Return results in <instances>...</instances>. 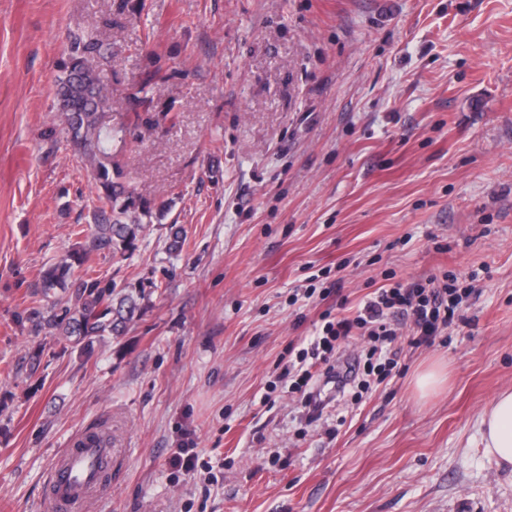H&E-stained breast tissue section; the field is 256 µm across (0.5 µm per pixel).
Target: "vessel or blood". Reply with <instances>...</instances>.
<instances>
[{"mask_svg": "<svg viewBox=\"0 0 512 512\" xmlns=\"http://www.w3.org/2000/svg\"><path fill=\"white\" fill-rule=\"evenodd\" d=\"M107 463V454L90 444L76 442L66 449L49 472L53 512H78L99 492Z\"/></svg>", "mask_w": 512, "mask_h": 512, "instance_id": "b4317fda", "label": "vessel or blood"}]
</instances>
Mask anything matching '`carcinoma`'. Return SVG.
Wrapping results in <instances>:
<instances>
[{"instance_id":"carcinoma-1","label":"carcinoma","mask_w":512,"mask_h":512,"mask_svg":"<svg viewBox=\"0 0 512 512\" xmlns=\"http://www.w3.org/2000/svg\"><path fill=\"white\" fill-rule=\"evenodd\" d=\"M102 44L95 29L74 39L68 60L57 80L56 101L65 124L67 140L78 150L98 188L101 205L93 210V230L77 255L48 266L41 275V288L50 293L57 288H75V303L61 320L48 323L76 342L120 335L137 309L134 297H113V285L89 275L84 268L88 255L99 251L123 254L143 231V219L152 215L150 206L133 195L120 171L112 169V132L100 121L103 105L110 103L106 77L95 59Z\"/></svg>"}]
</instances>
